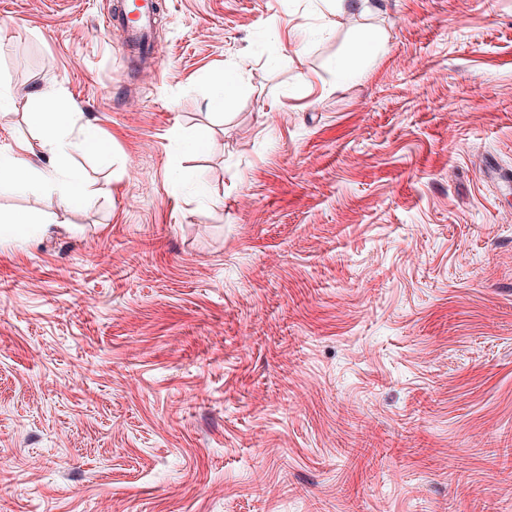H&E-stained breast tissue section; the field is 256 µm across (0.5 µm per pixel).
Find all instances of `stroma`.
<instances>
[{
  "label": "stroma",
  "instance_id": "stroma-1",
  "mask_svg": "<svg viewBox=\"0 0 512 512\" xmlns=\"http://www.w3.org/2000/svg\"><path fill=\"white\" fill-rule=\"evenodd\" d=\"M110 2L0 0V152L94 192L0 191V512H512V0ZM119 4L120 3L117 2L116 5L107 11L104 26L106 28H112V26L116 24H123L124 30L126 31V47L129 49L138 48L142 53L148 54L150 52V39L153 24L159 4L153 1L145 2L141 5L142 10L137 21L131 24L127 22L126 25H124L122 7ZM381 44L382 39L378 31L371 28L361 30L350 47L351 70L364 65L372 54L379 51ZM241 89L240 77L222 76L216 79V91L210 100V105L220 107L224 99L231 98ZM30 122L41 135V148L53 154H65L75 149H92L102 158L108 154L101 144L97 129L81 125L74 129L73 112H62L47 104L36 112L28 113ZM40 178L48 185L51 193L58 197L61 207H73L86 201L90 195L84 181L68 169L46 170L40 173ZM0 239L23 240L36 235L40 228L36 222L28 218H11L8 221L0 219Z\"/></svg>",
  "mask_w": 512,
  "mask_h": 512
}]
</instances>
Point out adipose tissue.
Instances as JSON below:
<instances>
[{"instance_id": "ef3b65f1", "label": "adipose tissue", "mask_w": 512, "mask_h": 512, "mask_svg": "<svg viewBox=\"0 0 512 512\" xmlns=\"http://www.w3.org/2000/svg\"><path fill=\"white\" fill-rule=\"evenodd\" d=\"M29 119L40 135L43 150L63 154L75 149H92L104 154L96 128L92 125L75 126L73 115L47 105L30 114ZM41 180L55 194L61 207H72L87 200L89 191L84 181L65 168H54L41 173Z\"/></svg>"}]
</instances>
